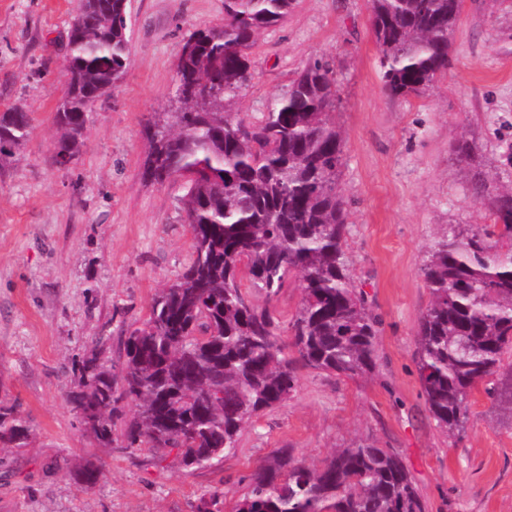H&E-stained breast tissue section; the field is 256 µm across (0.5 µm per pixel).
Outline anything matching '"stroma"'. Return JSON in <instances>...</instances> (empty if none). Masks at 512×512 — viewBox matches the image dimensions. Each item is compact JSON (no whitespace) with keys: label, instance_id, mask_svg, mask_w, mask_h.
<instances>
[{"label":"stroma","instance_id":"obj_1","mask_svg":"<svg viewBox=\"0 0 512 512\" xmlns=\"http://www.w3.org/2000/svg\"><path fill=\"white\" fill-rule=\"evenodd\" d=\"M76 7L0 0V113L32 117L24 148L0 168V401L30 430L25 447H0V512H196L209 490L244 494L276 449L317 465L358 438L402 453L425 512H512V423L481 389L465 431L446 436L416 365L431 242L445 225L488 223L475 175H512V0H464L452 66L417 96L385 94L368 0H295L258 35L233 111L267 112L314 58L336 73V184L350 274L381 319L377 367L356 380L300 369L293 396L246 425L234 455L192 472L145 448L99 444L69 397L82 361L116 360L120 336L189 261L185 180L145 179V129L176 95L184 40L222 25L224 0H130L125 76L88 112L80 154L60 164L53 116ZM458 140L472 146V166L453 155ZM88 462L102 476L86 490L77 471Z\"/></svg>","mask_w":512,"mask_h":512}]
</instances>
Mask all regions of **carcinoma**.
<instances>
[{
	"label": "carcinoma",
	"instance_id": "cac0c4a2",
	"mask_svg": "<svg viewBox=\"0 0 512 512\" xmlns=\"http://www.w3.org/2000/svg\"><path fill=\"white\" fill-rule=\"evenodd\" d=\"M294 0H224V24L181 46L177 100L148 122L145 177H186L181 197L192 232L184 271L152 299L148 317L123 336L119 371L91 358L71 403L93 409L95 438L120 434L186 469H208L236 453L244 426L295 391L297 367L365 377L376 368L380 319L351 278L345 202L336 189L343 135L329 61L314 59L259 117L228 109L253 78L248 50L284 20ZM371 32L389 96L419 94L445 74L462 0H369ZM128 0H78L65 65L68 87L54 114L56 156L84 145L86 114L123 79L129 61ZM29 114H0V166L28 140ZM491 223L446 227L422 273L432 295L417 330V371L440 430L464 432L474 389L512 349V180L477 177ZM301 300L289 329L296 356L278 342L269 302L292 273ZM263 293L251 301L245 287ZM512 415V376L493 388ZM135 404L126 418L121 403ZM26 422L0 403V447L22 448ZM219 489L197 512H223ZM232 512H424L402 454L365 439L320 466L286 448L261 462Z\"/></svg>",
	"mask_w": 512,
	"mask_h": 512
}]
</instances>
